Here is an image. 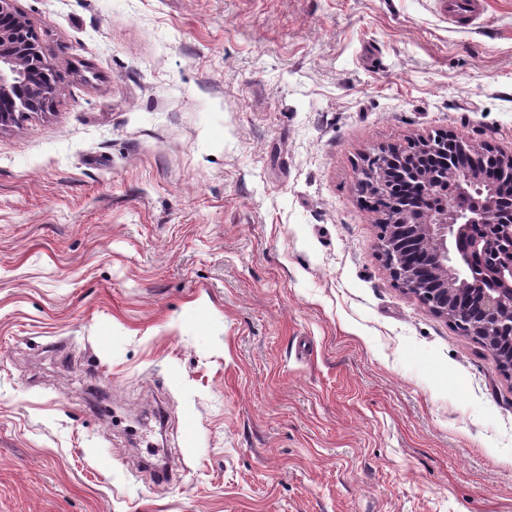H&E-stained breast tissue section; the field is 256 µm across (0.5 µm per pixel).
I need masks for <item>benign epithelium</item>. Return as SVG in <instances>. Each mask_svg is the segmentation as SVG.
<instances>
[{
  "mask_svg": "<svg viewBox=\"0 0 512 512\" xmlns=\"http://www.w3.org/2000/svg\"><path fill=\"white\" fill-rule=\"evenodd\" d=\"M24 25L13 0H0V129L48 107L27 69L41 48L16 37ZM360 175L388 203L380 250L393 280L463 334L512 347V152L440 132L413 152L368 156ZM440 182L451 192L436 205Z\"/></svg>",
  "mask_w": 512,
  "mask_h": 512,
  "instance_id": "1",
  "label": "benign epithelium"
}]
</instances>
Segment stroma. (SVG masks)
I'll list each match as a JSON object with an SVG mask.
<instances>
[{
  "instance_id": "obj_1",
  "label": "stroma",
  "mask_w": 512,
  "mask_h": 512,
  "mask_svg": "<svg viewBox=\"0 0 512 512\" xmlns=\"http://www.w3.org/2000/svg\"><path fill=\"white\" fill-rule=\"evenodd\" d=\"M14 6L60 93L0 130V512H512V376L356 192L512 151V0ZM448 21L465 27L482 21L486 0H445Z\"/></svg>"
}]
</instances>
